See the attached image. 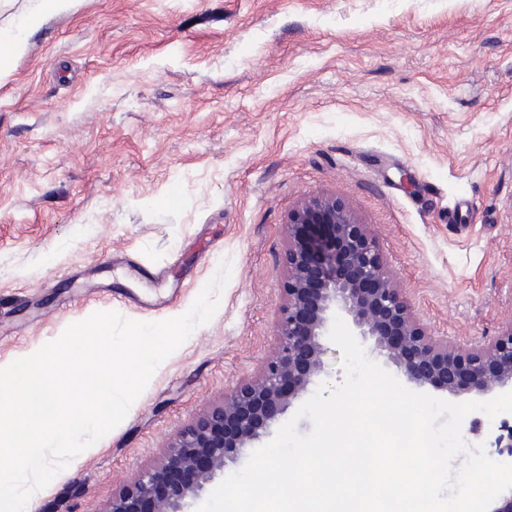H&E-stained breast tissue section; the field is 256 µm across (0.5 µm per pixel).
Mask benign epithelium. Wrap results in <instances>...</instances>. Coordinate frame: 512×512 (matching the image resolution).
<instances>
[{"label": "benign epithelium", "instance_id": "obj_1", "mask_svg": "<svg viewBox=\"0 0 512 512\" xmlns=\"http://www.w3.org/2000/svg\"><path fill=\"white\" fill-rule=\"evenodd\" d=\"M286 300L274 354L259 374L209 407L168 445L163 462L141 472L112 498L110 512H188L242 451L272 424L321 371L329 313H344L416 386L455 397L512 387V319L497 336L460 351L429 335L410 314L403 289L387 271L368 226L338 198L303 201L288 217ZM496 455L512 463V427L501 424Z\"/></svg>", "mask_w": 512, "mask_h": 512}]
</instances>
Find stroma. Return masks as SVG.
Returning <instances> with one entry per match:
<instances>
[{
  "instance_id": "stroma-1",
  "label": "stroma",
  "mask_w": 512,
  "mask_h": 512,
  "mask_svg": "<svg viewBox=\"0 0 512 512\" xmlns=\"http://www.w3.org/2000/svg\"><path fill=\"white\" fill-rule=\"evenodd\" d=\"M25 39L0 75V367L98 311L181 316L231 262L213 319L37 512H108L258 374L306 198L368 225L430 335L465 350L512 319V0H76ZM139 266L177 286L164 311L110 302Z\"/></svg>"
}]
</instances>
